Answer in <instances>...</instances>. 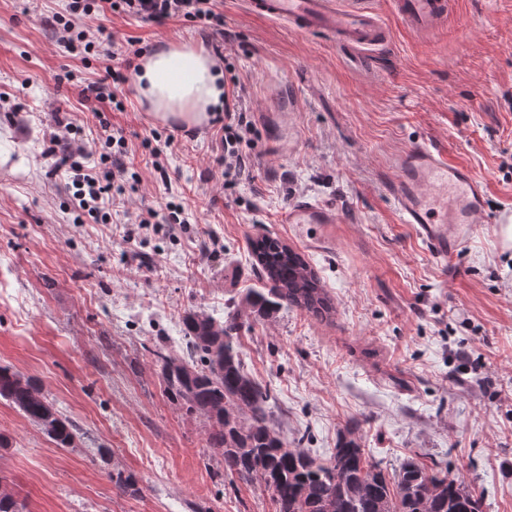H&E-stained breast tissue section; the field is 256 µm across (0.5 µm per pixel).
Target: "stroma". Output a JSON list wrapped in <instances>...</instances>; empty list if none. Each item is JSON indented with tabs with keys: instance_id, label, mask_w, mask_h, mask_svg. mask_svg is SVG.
<instances>
[{
	"instance_id": "1",
	"label": "stroma",
	"mask_w": 512,
	"mask_h": 512,
	"mask_svg": "<svg viewBox=\"0 0 512 512\" xmlns=\"http://www.w3.org/2000/svg\"><path fill=\"white\" fill-rule=\"evenodd\" d=\"M392 31L377 56L218 0L223 52L245 85L254 132L249 173L232 188L211 125L164 124L122 88L125 159L139 173L113 223H76L71 192L47 156L59 115L93 125L73 83L99 63L63 54L45 16L63 0H0V365L35 379L85 437L61 448L0 399V474L27 512H275L267 491L225 473L206 418L171 401L148 348L179 355L181 317L258 287L249 242L278 237L314 269L334 310L291 308L242 329L248 371L277 393L289 441L329 459L347 425L386 473L412 456L440 463L512 512V251L499 227L474 225L453 256L436 257L403 223L386 188L387 159L427 145L468 165L488 207L512 202V0H458L437 30L406 29L388 0H368ZM120 39L203 46L195 22L91 16ZM173 137L163 185L141 146ZM336 206V242L316 225L280 223L296 198ZM178 200L189 222L138 227L145 209ZM135 474L132 496L112 486Z\"/></svg>"
}]
</instances>
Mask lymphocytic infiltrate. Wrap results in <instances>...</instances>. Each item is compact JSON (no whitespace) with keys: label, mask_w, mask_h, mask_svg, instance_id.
Returning a JSON list of instances; mask_svg holds the SVG:
<instances>
[{"label":"lymphocytic infiltrate","mask_w":512,"mask_h":512,"mask_svg":"<svg viewBox=\"0 0 512 512\" xmlns=\"http://www.w3.org/2000/svg\"><path fill=\"white\" fill-rule=\"evenodd\" d=\"M107 10L158 25L173 19L201 21L213 34L224 32V15L217 11L216 0H67L64 11L53 14L56 45L63 53L101 60L96 80L76 86L80 105L98 122L95 138H81L79 126L68 121L64 124L66 140L51 139L47 148L56 158L54 174L62 175L73 189L75 211L96 224L111 223L112 208L126 184L140 181L138 173L129 171L124 162L129 150L126 132L108 117L109 112L124 109L119 88L127 82L133 61L123 56L114 34L102 27L92 32L83 25L84 18ZM244 93V84H236L232 104L213 120L222 147L218 161L224 166L228 186L243 176L248 159L253 124L243 105Z\"/></svg>","instance_id":"f902f5d3"}]
</instances>
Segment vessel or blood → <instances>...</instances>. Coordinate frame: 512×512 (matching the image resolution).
I'll return each mask as SVG.
<instances>
[{
	"mask_svg": "<svg viewBox=\"0 0 512 512\" xmlns=\"http://www.w3.org/2000/svg\"><path fill=\"white\" fill-rule=\"evenodd\" d=\"M393 12L405 28L416 33L441 26L452 0H390ZM248 11L293 30L319 35L339 48L373 53L390 41V31L380 14L368 8H345L340 0H246ZM396 177L388 192L403 223L416 225L420 237L434 254L456 253L472 224L512 222V208L489 211L485 182L466 164L450 161L447 154L425 146H413L389 161ZM284 224H315L317 244L329 247L341 216L335 206L307 198L285 208Z\"/></svg>",
	"mask_w": 512,
	"mask_h": 512,
	"instance_id": "vessel-or-blood-1",
	"label": "vessel or blood"
}]
</instances>
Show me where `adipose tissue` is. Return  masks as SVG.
Segmentation results:
<instances>
[{"instance_id": "obj_1", "label": "adipose tissue", "mask_w": 512, "mask_h": 512, "mask_svg": "<svg viewBox=\"0 0 512 512\" xmlns=\"http://www.w3.org/2000/svg\"><path fill=\"white\" fill-rule=\"evenodd\" d=\"M132 84L162 121L206 123L224 103V72L204 48L167 44L140 58Z\"/></svg>"}]
</instances>
